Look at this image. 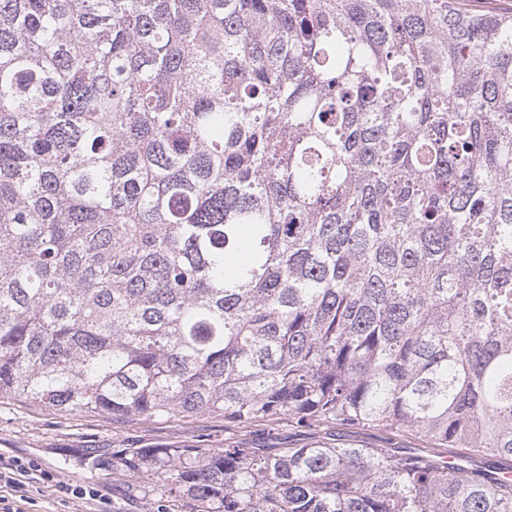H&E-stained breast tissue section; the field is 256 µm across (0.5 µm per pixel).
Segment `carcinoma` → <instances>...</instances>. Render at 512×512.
Here are the masks:
<instances>
[{"instance_id": "obj_1", "label": "carcinoma", "mask_w": 512, "mask_h": 512, "mask_svg": "<svg viewBox=\"0 0 512 512\" xmlns=\"http://www.w3.org/2000/svg\"><path fill=\"white\" fill-rule=\"evenodd\" d=\"M0 398L434 445L81 454L156 512H512V11L0 0Z\"/></svg>"}]
</instances>
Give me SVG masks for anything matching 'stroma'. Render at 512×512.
I'll list each match as a JSON object with an SVG mask.
<instances>
[{"label":"stroma","instance_id":"1","mask_svg":"<svg viewBox=\"0 0 512 512\" xmlns=\"http://www.w3.org/2000/svg\"><path fill=\"white\" fill-rule=\"evenodd\" d=\"M346 443L359 448H390L402 454L425 451L424 439L403 434L389 436L376 428L320 423L300 428L288 420L257 421L244 427L225 424L223 417L115 420L79 411L58 412L0 399V458L21 457L73 485H92L111 498L117 512H149L142 498L140 478L80 465L76 450L111 456L116 448L173 446L177 448H298L314 442Z\"/></svg>","mask_w":512,"mask_h":512}]
</instances>
